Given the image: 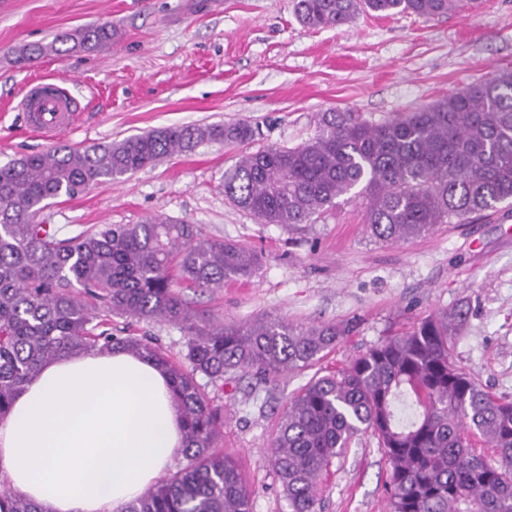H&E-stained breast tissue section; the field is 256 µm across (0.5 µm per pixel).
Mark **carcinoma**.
<instances>
[{
  "label": "carcinoma",
  "instance_id": "cac0c4a2",
  "mask_svg": "<svg viewBox=\"0 0 512 512\" xmlns=\"http://www.w3.org/2000/svg\"><path fill=\"white\" fill-rule=\"evenodd\" d=\"M459 7L460 0H296L295 15L322 29L346 26L360 12L430 18ZM116 35L110 23L76 28L14 48L12 62L24 69L50 55L101 52ZM253 138L245 122L169 126L0 167V419L41 365L60 355L121 347L170 376L186 463L125 512H252L238 462L213 448L224 422L197 377L217 383L247 373L268 382L308 370L344 331L277 317L223 324L192 310L175 283L218 290L250 280L261 265L254 249L206 238L195 224L153 216L61 238L38 214L48 200L74 198L206 142ZM356 188L372 234L395 242L469 223L512 200V69L382 122L322 112L308 141L260 148L224 175V194L264 224H307ZM114 315L178 326L185 362L146 336L112 335ZM466 318L463 308L430 315L296 392L271 439L290 512H317L331 461L364 434L378 440L391 468L389 512H512V403L453 362L451 340ZM471 435L485 447H473ZM0 512L43 509L12 494L3 475Z\"/></svg>",
  "mask_w": 512,
  "mask_h": 512
}]
</instances>
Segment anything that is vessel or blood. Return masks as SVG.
Listing matches in <instances>:
<instances>
[{"mask_svg":"<svg viewBox=\"0 0 512 512\" xmlns=\"http://www.w3.org/2000/svg\"><path fill=\"white\" fill-rule=\"evenodd\" d=\"M21 106L33 132L55 142L63 129L72 126L78 100L65 79H38L25 87Z\"/></svg>","mask_w":512,"mask_h":512,"instance_id":"1","label":"vessel or blood"}]
</instances>
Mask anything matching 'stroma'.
<instances>
[{"label": "stroma", "mask_w": 512, "mask_h": 512, "mask_svg": "<svg viewBox=\"0 0 512 512\" xmlns=\"http://www.w3.org/2000/svg\"><path fill=\"white\" fill-rule=\"evenodd\" d=\"M295 0H0V166L50 151L17 110L26 82L70 80L77 123L59 144L110 143L171 125L251 123L248 144L208 143L164 158L118 182L53 200L38 216L68 237L100 224L162 215L203 235L257 250L245 284L184 288L192 307L226 322L279 316L343 329L316 365L333 370L423 318L465 308L453 361L497 398L512 402V205L471 224H441L409 241H383L364 222L361 200L340 198L311 223H261L224 194V175L266 146L313 137L318 113L352 110L372 121L430 103L493 71L512 69V0H484L444 17H358L313 30ZM112 23L103 52L13 65L16 46L48 42L80 25ZM112 332L150 336L183 360L176 326L116 316ZM290 372L263 383L246 375L202 387L224 417L215 443L238 459L252 512H289L268 454L278 416L309 379ZM389 465L376 439L352 441L323 477L318 512H388Z\"/></svg>", "instance_id": "1"}]
</instances>
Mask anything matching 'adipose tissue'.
Instances as JSON below:
<instances>
[{"instance_id":"obj_1","label":"adipose tissue","mask_w":512,"mask_h":512,"mask_svg":"<svg viewBox=\"0 0 512 512\" xmlns=\"http://www.w3.org/2000/svg\"><path fill=\"white\" fill-rule=\"evenodd\" d=\"M182 448L168 373L124 350L48 361L0 419V469L44 512H122Z\"/></svg>"}]
</instances>
